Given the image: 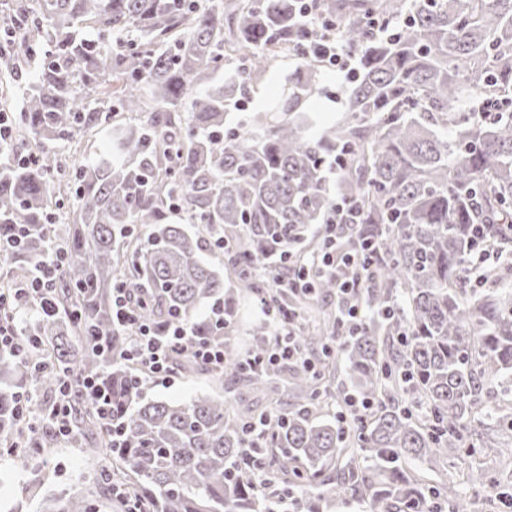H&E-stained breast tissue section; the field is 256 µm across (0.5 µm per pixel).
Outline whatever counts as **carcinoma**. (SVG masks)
Listing matches in <instances>:
<instances>
[{
    "label": "carcinoma",
    "instance_id": "obj_1",
    "mask_svg": "<svg viewBox=\"0 0 512 512\" xmlns=\"http://www.w3.org/2000/svg\"><path fill=\"white\" fill-rule=\"evenodd\" d=\"M327 26L305 22L300 0H15L5 22L19 71L46 46L10 142L0 146V238L27 228L6 260L0 292L63 247L53 287L59 312L27 324L36 355L0 351V444L24 465L58 439L46 409L33 428L16 412L33 386L56 396L93 375L112 394V426L79 395L69 441L93 462L94 490L47 498L43 512H121L110 483L127 486L139 512H272L256 490L246 428L267 418L259 463L305 512L358 499L368 512H442L457 485L426 483L407 466L462 454L501 453L490 386L512 375V0H315ZM399 21L391 36L373 22ZM356 55L349 117L324 134L304 131V104L324 61V35ZM298 59L272 114L226 124L276 60ZM227 82H214L224 65ZM107 130L113 153L80 164L56 144ZM341 154L344 197L361 214L344 246L371 244L356 299L359 332L336 347L328 320L293 330L318 368L281 365L256 376L228 351L217 371L244 388L288 400L274 416L230 409L208 394L188 403L146 400L120 359L124 337L99 354L87 342L112 333V288L131 289L138 322L187 324L224 339L206 305L234 312V290L209 255L214 231L244 226L226 252L238 290L252 270L324 224L336 203L328 157ZM483 228V236L473 229ZM485 246L496 262L478 268ZM350 390L367 408L342 422L319 415L324 388ZM371 462L373 468L363 464ZM504 478L483 469L473 486Z\"/></svg>",
    "mask_w": 512,
    "mask_h": 512
}]
</instances>
